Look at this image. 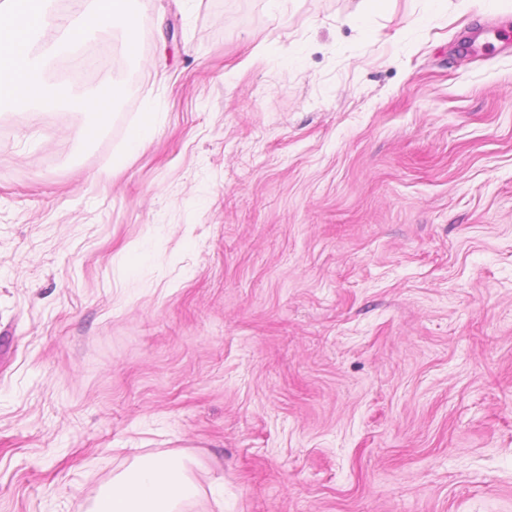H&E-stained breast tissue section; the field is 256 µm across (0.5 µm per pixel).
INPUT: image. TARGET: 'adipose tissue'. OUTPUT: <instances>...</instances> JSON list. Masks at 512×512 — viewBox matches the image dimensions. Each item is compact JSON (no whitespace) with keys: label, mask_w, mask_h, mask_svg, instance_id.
<instances>
[{"label":"adipose tissue","mask_w":512,"mask_h":512,"mask_svg":"<svg viewBox=\"0 0 512 512\" xmlns=\"http://www.w3.org/2000/svg\"><path fill=\"white\" fill-rule=\"evenodd\" d=\"M198 494L186 457L147 456L115 477L92 512H184Z\"/></svg>","instance_id":"adipose-tissue-1"}]
</instances>
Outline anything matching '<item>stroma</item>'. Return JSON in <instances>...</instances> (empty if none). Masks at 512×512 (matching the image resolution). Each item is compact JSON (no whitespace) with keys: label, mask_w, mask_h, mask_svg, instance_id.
Returning <instances> with one entry per match:
<instances>
[{"label":"stroma","mask_w":512,"mask_h":512,"mask_svg":"<svg viewBox=\"0 0 512 512\" xmlns=\"http://www.w3.org/2000/svg\"><path fill=\"white\" fill-rule=\"evenodd\" d=\"M361 6L150 0L91 142L0 109V512H512V0ZM156 117L153 112L141 113L140 122L130 133V146L132 149L145 144L156 132ZM198 495L186 457L146 456L113 479L91 512H183Z\"/></svg>","instance_id":"1"}]
</instances>
